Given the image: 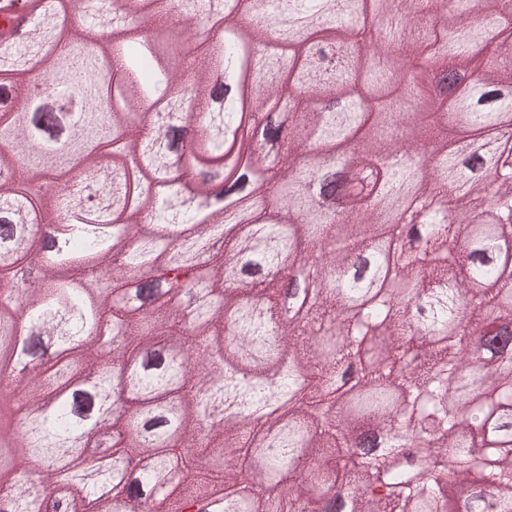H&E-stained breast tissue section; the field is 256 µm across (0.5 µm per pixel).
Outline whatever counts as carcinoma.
Wrapping results in <instances>:
<instances>
[{
  "label": "carcinoma",
  "instance_id": "obj_1",
  "mask_svg": "<svg viewBox=\"0 0 512 512\" xmlns=\"http://www.w3.org/2000/svg\"><path fill=\"white\" fill-rule=\"evenodd\" d=\"M383 1L356 0L291 37L294 14L323 0H177L181 33H220L185 70L182 51L142 35L158 27L156 0L88 9L63 54L65 0H0V512H79L87 499L118 512L115 486L140 512H512V361H496L512 357V266L498 262L512 239V159L501 156L497 178L468 174L439 134L512 113V54L466 39L477 10L512 40V0H407L376 31ZM435 69L479 77L400 130L405 100L426 98ZM281 114L286 139L271 120ZM184 124L182 165L170 155ZM301 133L315 147L307 170ZM404 134L437 141L425 169L384 163ZM351 142L352 205L299 202L302 182ZM74 160L62 191H37ZM406 189L430 207L422 224H392L377 203ZM487 204L499 223L480 222ZM232 207L250 254L224 235ZM372 227L398 242L392 278L417 281L413 302L386 291L350 316L368 285L352 256L380 247ZM288 257L319 293L304 320L280 327L270 312ZM157 292L177 304L154 303ZM484 331L486 350H469ZM428 334L446 341L406 370V346ZM375 339L381 358L355 397L301 401L261 425L224 419L226 406L280 402L304 374L314 392L333 391ZM214 365L223 376L198 388ZM266 369L278 370L271 382L256 374ZM354 413L383 440L348 463L338 449L351 447ZM402 432L441 460L421 482L391 466ZM301 454L308 467L290 468ZM143 455L150 466L135 465ZM175 461L178 492L159 499L156 478ZM348 485L358 494L330 506Z\"/></svg>",
  "mask_w": 512,
  "mask_h": 512
}]
</instances>
